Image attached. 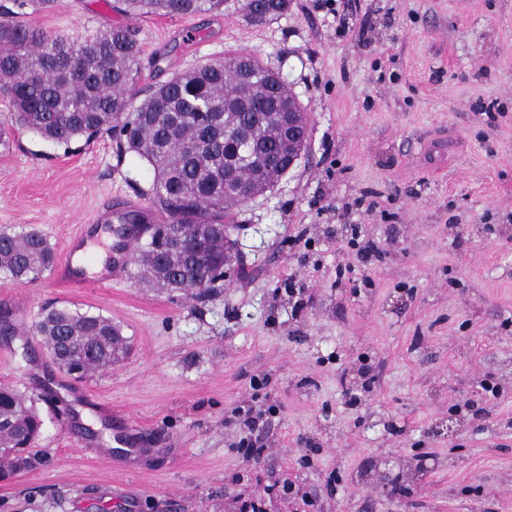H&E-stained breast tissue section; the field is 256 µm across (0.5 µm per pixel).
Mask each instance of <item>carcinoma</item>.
<instances>
[{
	"instance_id": "obj_1",
	"label": "carcinoma",
	"mask_w": 512,
	"mask_h": 512,
	"mask_svg": "<svg viewBox=\"0 0 512 512\" xmlns=\"http://www.w3.org/2000/svg\"><path fill=\"white\" fill-rule=\"evenodd\" d=\"M289 0L245 19L262 24L288 11ZM58 0H12L0 5V97L10 112L0 119V144L19 127L57 145L108 135L121 151L152 167L151 199L167 214L164 224L139 222L145 242L129 262L135 278L169 292L202 299L224 287V233L256 194L288 172L284 132L270 113L294 99L257 57L234 53L148 87L138 100L134 74L142 47L138 31L104 25L91 34L48 35L18 21L21 11L47 12ZM112 9L133 16L202 15L224 9V0H113ZM253 81L240 80L242 69ZM250 132L256 158L238 157L241 130ZM54 262L47 238L35 229L0 233V274L15 283L41 279ZM55 355L87 374L112 366L127 340L112 320L67 307L46 309L34 325ZM41 425L25 394L0 390V444L21 443V430Z\"/></svg>"
}]
</instances>
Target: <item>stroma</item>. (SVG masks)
<instances>
[{"label": "stroma", "mask_w": 512, "mask_h": 512, "mask_svg": "<svg viewBox=\"0 0 512 512\" xmlns=\"http://www.w3.org/2000/svg\"><path fill=\"white\" fill-rule=\"evenodd\" d=\"M111 4L28 21L136 27L140 87L251 53L308 112L309 147L243 207L248 275L209 299L130 274L0 277V309L29 326L0 336V389L44 421L41 462L0 481V512H512V0H291L259 25L242 0L193 17ZM152 181L109 136L14 131L0 232L41 231L63 263L108 200L151 205ZM51 304L112 319L130 353L64 375L30 329ZM248 419L255 465L236 447ZM126 439L134 452L101 456Z\"/></svg>", "instance_id": "1"}]
</instances>
